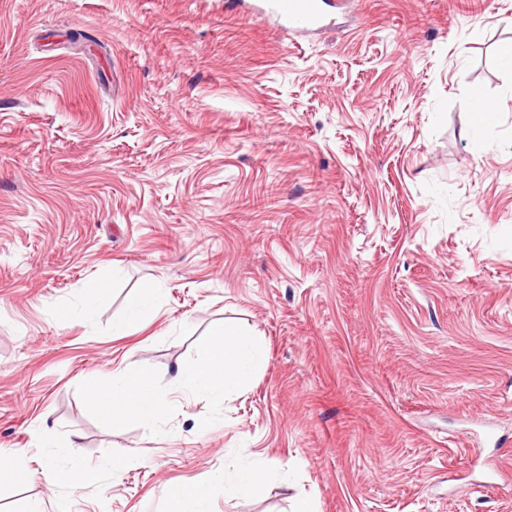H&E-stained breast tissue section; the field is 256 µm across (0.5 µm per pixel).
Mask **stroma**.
<instances>
[{"mask_svg":"<svg viewBox=\"0 0 512 512\" xmlns=\"http://www.w3.org/2000/svg\"><path fill=\"white\" fill-rule=\"evenodd\" d=\"M510 39L512 0H356L294 39L224 0H0V512H168V483L210 512H512ZM475 90L498 112L469 136ZM224 319L261 369L171 388ZM132 360L173 405L116 430L86 390ZM487 458L508 478L477 484ZM247 465L267 496L225 497ZM140 288V291L129 299L127 316L124 321L118 323L119 328L126 329L140 323L149 313L153 301L160 292V288L154 282L144 283Z\"/></svg>","mask_w":512,"mask_h":512,"instance_id":"obj_1","label":"stroma"}]
</instances>
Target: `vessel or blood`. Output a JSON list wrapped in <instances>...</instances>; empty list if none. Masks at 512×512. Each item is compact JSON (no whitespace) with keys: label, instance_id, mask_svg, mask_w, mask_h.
Listing matches in <instances>:
<instances>
[{"label":"vessel or blood","instance_id":"1","mask_svg":"<svg viewBox=\"0 0 512 512\" xmlns=\"http://www.w3.org/2000/svg\"><path fill=\"white\" fill-rule=\"evenodd\" d=\"M225 9L240 13L266 14L278 26L304 36L322 28V0H224Z\"/></svg>","mask_w":512,"mask_h":512}]
</instances>
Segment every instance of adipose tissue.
<instances>
[{"mask_svg": "<svg viewBox=\"0 0 512 512\" xmlns=\"http://www.w3.org/2000/svg\"><path fill=\"white\" fill-rule=\"evenodd\" d=\"M207 358L176 366L174 385L222 400L242 389L260 362L262 347L257 339L245 334L234 322L212 325ZM98 406L110 410L113 426L136 420L150 423L165 413L171 400L152 370L146 365L128 362L110 384L91 387Z\"/></svg>", "mask_w": 512, "mask_h": 512, "instance_id": "adipose-tissue-1", "label": "adipose tissue"}]
</instances>
